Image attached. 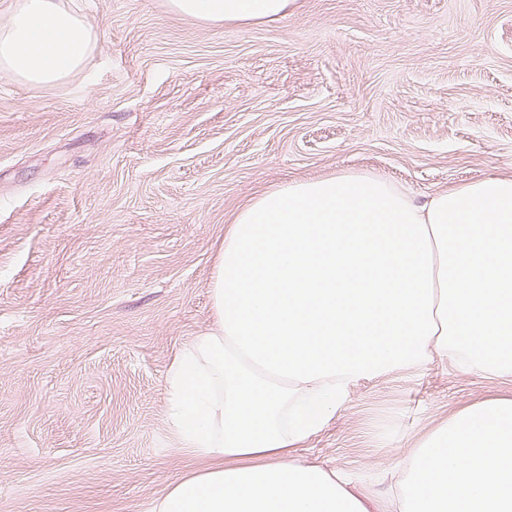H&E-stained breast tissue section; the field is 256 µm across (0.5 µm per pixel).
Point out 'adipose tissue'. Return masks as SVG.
<instances>
[{
    "label": "adipose tissue",
    "instance_id": "1",
    "mask_svg": "<svg viewBox=\"0 0 512 512\" xmlns=\"http://www.w3.org/2000/svg\"><path fill=\"white\" fill-rule=\"evenodd\" d=\"M293 0H168L206 24L285 17ZM94 44L62 0H16L0 69L52 89ZM214 327L173 359L180 447L208 460L153 512H372L346 478L301 460L350 388L451 360L512 377V176L415 203L369 173L285 183L242 208L210 282ZM393 512H512V396L464 407L410 451Z\"/></svg>",
    "mask_w": 512,
    "mask_h": 512
}]
</instances>
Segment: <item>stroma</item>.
<instances>
[{
    "label": "stroma",
    "mask_w": 512,
    "mask_h": 512,
    "mask_svg": "<svg viewBox=\"0 0 512 512\" xmlns=\"http://www.w3.org/2000/svg\"><path fill=\"white\" fill-rule=\"evenodd\" d=\"M95 34L43 89L0 70V512H151L205 468L169 367L213 316L260 192L370 172L415 201L512 174V0H294L209 26L167 0H63ZM512 380L445 360L364 378L298 456L392 496L397 461Z\"/></svg>",
    "instance_id": "obj_1"
}]
</instances>
